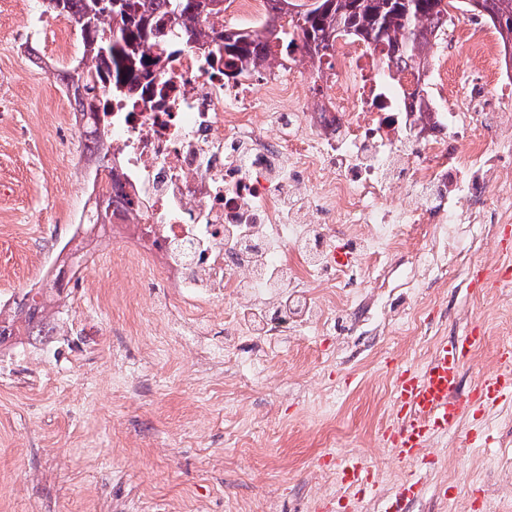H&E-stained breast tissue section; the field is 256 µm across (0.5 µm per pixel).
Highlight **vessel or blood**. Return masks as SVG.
<instances>
[{
    "mask_svg": "<svg viewBox=\"0 0 512 512\" xmlns=\"http://www.w3.org/2000/svg\"><path fill=\"white\" fill-rule=\"evenodd\" d=\"M479 328L450 342H440L422 367L408 366L397 376L391 405L395 416L384 432L387 444L404 460H415L432 434L448 432L463 415L512 402V374L480 379L469 393H461L463 369L480 343ZM336 474L345 485L365 484L367 471L351 456L339 457Z\"/></svg>",
    "mask_w": 512,
    "mask_h": 512,
    "instance_id": "1",
    "label": "vessel or blood"
}]
</instances>
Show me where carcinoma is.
I'll use <instances>...</instances> for the list:
<instances>
[{
    "label": "carcinoma",
    "mask_w": 512,
    "mask_h": 512,
    "mask_svg": "<svg viewBox=\"0 0 512 512\" xmlns=\"http://www.w3.org/2000/svg\"><path fill=\"white\" fill-rule=\"evenodd\" d=\"M64 15L77 26L83 65L65 74L67 88L81 111L90 115L95 132L108 129V100L127 95L142 80H153L164 68L162 42L172 31L183 44L224 64L269 65L276 57L299 50L329 58L344 36L363 42L387 60L395 79L399 62L429 65L432 26L448 20L451 0H316L301 11L292 0H270L274 14L261 32L214 29L209 18L224 15L218 0H60ZM472 14L495 29L504 48L512 47V0H466ZM56 299L42 288H30L14 299L8 324H0V348L27 337L50 335Z\"/></svg>",
    "instance_id": "obj_1"
}]
</instances>
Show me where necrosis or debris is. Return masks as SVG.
<instances>
[{
	"instance_id": "obj_1",
	"label": "necrosis or debris",
	"mask_w": 512,
	"mask_h": 512,
	"mask_svg": "<svg viewBox=\"0 0 512 512\" xmlns=\"http://www.w3.org/2000/svg\"><path fill=\"white\" fill-rule=\"evenodd\" d=\"M165 54L151 86L113 98L111 163L91 161L83 192L99 201L121 184L106 218L112 243L127 269L176 293L179 329L203 358L230 352L206 340L215 302L225 331L259 337L239 364L257 372L287 342L289 322L307 316L318 333L332 324L335 302L305 315L312 284H343L344 304L357 302V285L384 270L409 225L428 227L427 257L408 273L415 288L439 271L453 226L512 222V206L470 181L512 184L477 125L491 113L512 129V111L491 110L512 88V65L451 109L434 93V71L407 62L386 88L377 82L385 59L349 38L337 40L332 65L306 57L232 78L177 39ZM419 86L421 108L411 96ZM452 139L462 144L453 154ZM338 224L367 227L353 263L336 262Z\"/></svg>"
}]
</instances>
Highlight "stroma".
Segmentation results:
<instances>
[{"instance_id":"stroma-1","label":"stroma","mask_w":512,"mask_h":512,"mask_svg":"<svg viewBox=\"0 0 512 512\" xmlns=\"http://www.w3.org/2000/svg\"><path fill=\"white\" fill-rule=\"evenodd\" d=\"M457 13L453 60L441 45L449 96L489 66H473ZM75 33L47 0H0V297L52 287L56 257L82 207L83 142L69 129L60 47ZM79 255L96 276L65 275L57 320L44 341L0 351V512H336L329 477L354 455L371 481L363 512H386L410 475L424 493L410 512H512V404L463 417L400 460L381 430L396 371L423 362L445 339L481 325L462 391L512 369V287L477 279L512 264L511 224H462L448 240L446 275L417 293L364 289L366 320L336 308V326L306 329L251 381L234 359L198 361L190 337L171 332L178 301L121 267L102 230ZM80 308L87 319L71 327Z\"/></svg>"}]
</instances>
